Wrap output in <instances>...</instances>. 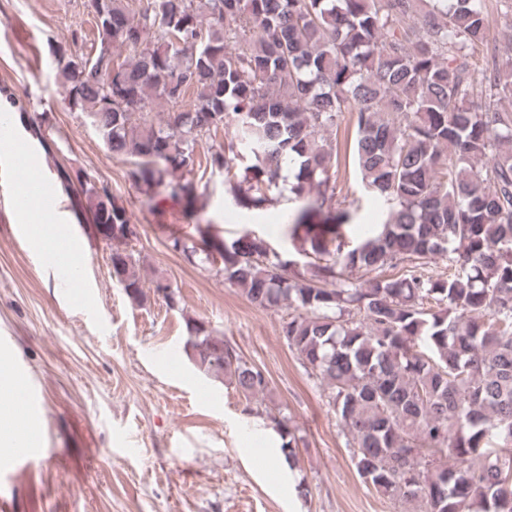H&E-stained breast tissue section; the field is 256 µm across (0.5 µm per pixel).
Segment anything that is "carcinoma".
Masks as SVG:
<instances>
[{"mask_svg": "<svg viewBox=\"0 0 512 512\" xmlns=\"http://www.w3.org/2000/svg\"><path fill=\"white\" fill-rule=\"evenodd\" d=\"M92 56L49 45L63 100L149 198L194 205L195 168L245 185L247 210L272 206L293 167L281 254L245 232L228 243L197 227L166 246L224 278L259 308L288 302L282 335L328 390L360 478L423 512H512V70L490 46L486 0H91ZM112 31H107V25ZM125 50L124 56L120 50ZM199 104L172 112L189 94ZM486 110L470 107L474 96ZM354 128L364 192L386 205L366 238L339 199L335 147ZM224 142L198 152L218 129ZM93 228L112 225V279L146 299L124 205L83 171ZM448 265L433 276L431 260ZM357 270L362 276L351 278ZM194 367L246 400L264 372L222 336L186 326ZM290 467L299 438L267 411Z\"/></svg>", "mask_w": 512, "mask_h": 512, "instance_id": "cac0c4a2", "label": "carcinoma"}]
</instances>
